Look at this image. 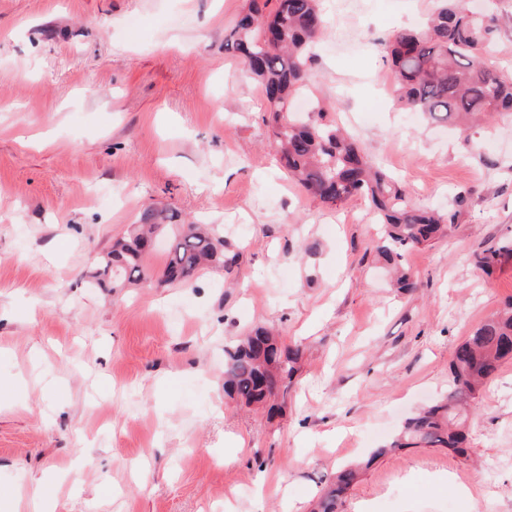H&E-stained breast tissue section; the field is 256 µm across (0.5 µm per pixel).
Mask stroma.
Listing matches in <instances>:
<instances>
[{
    "label": "stroma",
    "mask_w": 512,
    "mask_h": 512,
    "mask_svg": "<svg viewBox=\"0 0 512 512\" xmlns=\"http://www.w3.org/2000/svg\"><path fill=\"white\" fill-rule=\"evenodd\" d=\"M249 0H0V512H311L340 467L448 389L469 329L512 298L470 255L512 236V120L469 131L396 103L381 40L436 0H322L307 96L416 204L458 211L374 262L370 203L329 207L278 167L269 106L224 36ZM463 204H456L457 196ZM150 208L224 227L232 271L114 296L88 276ZM302 350L277 413L224 394L253 326ZM457 456L380 460L343 512H512V362Z\"/></svg>",
    "instance_id": "1"
}]
</instances>
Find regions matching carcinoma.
Masks as SVG:
<instances>
[{
	"instance_id": "1",
	"label": "carcinoma",
	"mask_w": 512,
	"mask_h": 512,
	"mask_svg": "<svg viewBox=\"0 0 512 512\" xmlns=\"http://www.w3.org/2000/svg\"><path fill=\"white\" fill-rule=\"evenodd\" d=\"M325 20L318 0H276L271 10L250 0L224 39V49L243 59L269 103L267 123L282 168L320 203L338 207L351 198L371 202L380 224L374 247L378 261L391 268L394 286L414 288L413 275L402 266L403 251L443 236L457 212L440 215L412 203L386 174L374 170L351 138L334 125L302 123L294 102L315 80L311 45ZM498 31L491 14L472 11L462 0H438L427 24L407 28L382 43L398 92L397 103L435 123L476 126L496 114L512 115V72L487 63ZM170 234L167 261L157 283L181 285L206 264L224 266V225L207 228L193 222L166 224L156 210L99 257L89 284L127 288L147 279L145 256L154 239ZM512 258V239L473 252L472 265L491 274ZM301 353L263 326L224 347V393L246 404H265L280 384L297 372ZM512 360V300L481 320L456 346L448 365V395L408 418L387 444L374 449V462L405 448H446L467 454V413L496 375ZM364 465L342 468L319 497L313 512H339L344 496L360 481Z\"/></svg>"
}]
</instances>
